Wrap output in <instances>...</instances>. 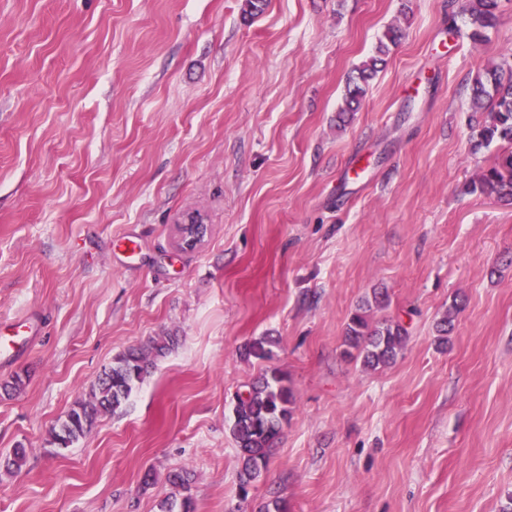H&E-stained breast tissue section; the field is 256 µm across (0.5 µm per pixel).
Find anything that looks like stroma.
Masks as SVG:
<instances>
[{"label":"stroma","mask_w":512,"mask_h":512,"mask_svg":"<svg viewBox=\"0 0 512 512\" xmlns=\"http://www.w3.org/2000/svg\"><path fill=\"white\" fill-rule=\"evenodd\" d=\"M463 0H0V329L38 332L0 382V512H512V204L471 185L477 72L512 66V0L482 43ZM403 36L337 126L350 71ZM204 241L178 245L186 216ZM400 322L364 369L348 315ZM454 328L437 324L451 305ZM178 337L74 447L50 429L121 352ZM264 337L271 354H244ZM294 392L238 495L235 395ZM154 483L143 486L145 472Z\"/></svg>","instance_id":"obj_1"}]
</instances>
